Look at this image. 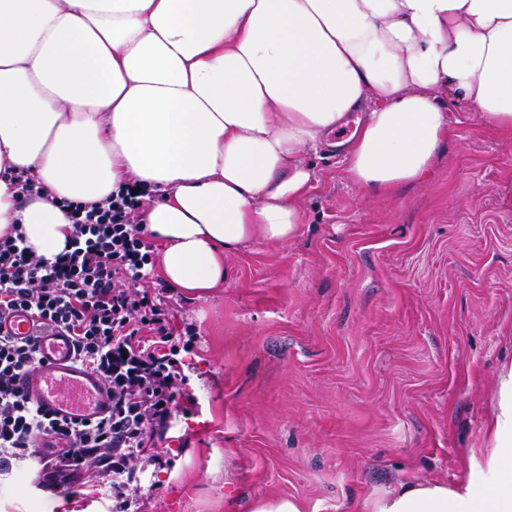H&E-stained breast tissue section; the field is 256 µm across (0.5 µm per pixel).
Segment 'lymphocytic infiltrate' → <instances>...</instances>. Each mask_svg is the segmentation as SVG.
<instances>
[{"mask_svg": "<svg viewBox=\"0 0 512 512\" xmlns=\"http://www.w3.org/2000/svg\"><path fill=\"white\" fill-rule=\"evenodd\" d=\"M139 203L131 191L70 213L60 253L46 257L23 234L0 237V321L30 312L39 327L70 336L82 365L96 373L112 411L93 423L47 418L21 392L34 371L35 343L0 335V475L37 466L55 488L84 473L90 486H112L150 455L158 429L173 415L186 377L168 346L165 284L153 281Z\"/></svg>", "mask_w": 512, "mask_h": 512, "instance_id": "obj_1", "label": "lymphocytic infiltrate"}]
</instances>
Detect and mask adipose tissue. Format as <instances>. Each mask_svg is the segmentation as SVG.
<instances>
[{
    "label": "adipose tissue",
    "mask_w": 512,
    "mask_h": 512,
    "mask_svg": "<svg viewBox=\"0 0 512 512\" xmlns=\"http://www.w3.org/2000/svg\"><path fill=\"white\" fill-rule=\"evenodd\" d=\"M455 107L512 131V0H0V236L58 254L62 204L134 176L162 194L144 221L161 276L204 299L225 253L297 234L307 151L351 122L334 147L353 184H418ZM21 175L45 197L19 205ZM486 435L463 482L365 512H512V365Z\"/></svg>",
    "instance_id": "adipose-tissue-1"
}]
</instances>
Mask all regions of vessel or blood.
Returning <instances> with one entry per match:
<instances>
[{"mask_svg":"<svg viewBox=\"0 0 512 512\" xmlns=\"http://www.w3.org/2000/svg\"><path fill=\"white\" fill-rule=\"evenodd\" d=\"M4 329L36 342L42 363L34 373L20 377L18 386L43 413L58 420L91 422L107 412L106 390L95 374L77 364L69 338L42 334L26 312L15 313Z\"/></svg>","mask_w":512,"mask_h":512,"instance_id":"b4317fda","label":"vessel or blood"}]
</instances>
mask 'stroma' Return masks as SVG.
I'll use <instances>...</instances> for the list:
<instances>
[{
    "mask_svg": "<svg viewBox=\"0 0 512 512\" xmlns=\"http://www.w3.org/2000/svg\"><path fill=\"white\" fill-rule=\"evenodd\" d=\"M304 159L297 235L229 252L207 299L169 292L187 385L160 460L109 496L44 498L19 467L0 512H228L231 490L360 512L465 477L512 361V134L453 110L430 177L390 192L353 185L336 150Z\"/></svg>",
    "mask_w": 512,
    "mask_h": 512,
    "instance_id": "obj_1",
    "label": "stroma"
}]
</instances>
